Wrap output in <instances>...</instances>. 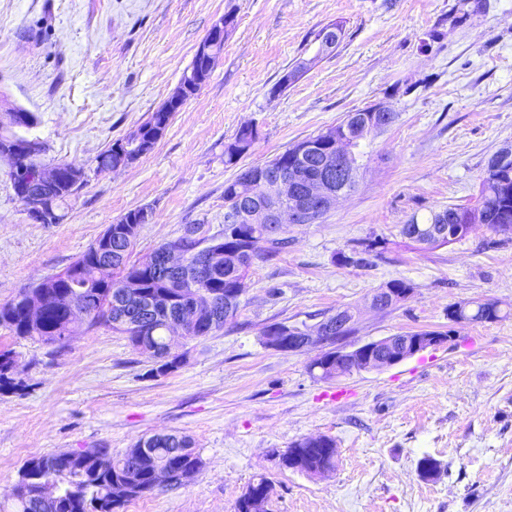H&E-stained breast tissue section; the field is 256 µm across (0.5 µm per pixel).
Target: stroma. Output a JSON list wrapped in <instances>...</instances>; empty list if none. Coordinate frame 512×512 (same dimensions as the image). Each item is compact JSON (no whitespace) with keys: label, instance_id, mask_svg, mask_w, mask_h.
I'll return each mask as SVG.
<instances>
[{"label":"stroma","instance_id":"stroma-1","mask_svg":"<svg viewBox=\"0 0 512 512\" xmlns=\"http://www.w3.org/2000/svg\"><path fill=\"white\" fill-rule=\"evenodd\" d=\"M234 24L206 83L153 151L116 172L94 158L172 94L213 22ZM342 36L319 53L316 36ZM310 68L283 77L300 61ZM0 97L38 113L44 163L84 165L85 186L58 224L33 222L0 159V304L69 267L110 224L149 206L133 259L184 225L224 229V183L375 104L397 112L362 142L357 184L287 249L255 265L234 319L191 341L160 374L104 326L58 349L0 327L16 393H0V512L23 464L84 448L119 455L155 433L189 436L192 480L123 512H236L248 485L273 490L267 512H512V232L474 225L421 250L401 237L414 214L474 204L488 160L512 146V0H0ZM256 140L238 166L224 148L243 125ZM370 245L364 266L340 257ZM410 283L389 310L372 291ZM494 301L492 323L452 324L455 302ZM353 307L351 346L407 332L453 341L380 372L322 381L310 351L264 348V329ZM336 441L325 477L283 468L302 438ZM440 461L423 479L421 457Z\"/></svg>","mask_w":512,"mask_h":512}]
</instances>
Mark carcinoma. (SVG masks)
<instances>
[{"instance_id":"carcinoma-1","label":"carcinoma","mask_w":512,"mask_h":512,"mask_svg":"<svg viewBox=\"0 0 512 512\" xmlns=\"http://www.w3.org/2000/svg\"><path fill=\"white\" fill-rule=\"evenodd\" d=\"M361 116L360 111L347 113L335 126L317 134L316 139L330 143L346 134L352 150H357L366 138L360 128ZM38 124L39 116L34 112L25 113L19 124L7 112L0 117V138L14 137L18 135V129L29 130ZM254 139L252 128L241 127L234 141L225 146V163H237L250 150ZM57 167L61 179L51 186L48 196L53 210L49 220L51 224L63 220L61 207L79 191L68 177L75 165L61 162ZM258 169L274 179L281 178L288 182L289 190L293 192L316 181L321 174L318 158L307 156L299 159L287 149L260 166L242 170L224 184V213L234 210L239 200L258 196L259 185L254 177ZM142 224L144 220L139 209L130 210L117 220L116 225L131 226L135 231L127 239L112 241V248L120 250L121 254V258L112 263V281L96 280L95 267L101 254L90 247L63 272L45 278L35 287L20 293L16 299L0 305V325L17 336L36 338L46 345L59 347L64 346L67 337L77 334L84 327L89 329L104 325L124 336L136 350L138 338L117 324L114 303L122 297L123 281L127 278L138 279L142 288L138 296L129 299V303L134 311L140 304L150 303L154 306V314L158 318L150 319L153 332L146 336L144 349L151 350L150 358L157 359L168 343L164 317L170 299L183 296L188 302L195 301L205 306L209 300L216 298L223 307L227 306L228 300L233 299V311L236 312L240 301L235 299V293L248 288L247 279L253 264L270 260L288 245V239L284 237L271 240L265 236L264 229L268 220L263 214V201L260 200L250 207L248 218L242 222L241 230L245 239L228 244L234 250L242 247L250 249L253 261L238 266L230 258L220 259L218 265L221 271L216 276L206 280L170 283L130 262ZM450 224L461 225V238L466 235L464 228L472 224H485L494 233L512 230V161L501 165L495 159H489L481 179L478 206L468 208L450 205L432 210L422 218L414 214L401 226L400 234L405 238L417 232L431 234L447 229ZM31 296L44 300L41 320L35 325L30 324L25 313V301ZM499 319L500 316L492 315L488 305L477 302L462 317V322H494ZM12 360V352L0 350V391L4 393L22 387L15 379L6 377L3 370L4 364ZM188 447H193L191 438L178 433H170L167 439L153 444L139 472V490L119 501L112 498L113 485L122 481L126 475L129 463L127 454L114 456L108 449L102 448L74 463L57 455L33 458L21 469L20 476L27 475L31 481L24 485L20 496L13 500V512H119L128 502L157 489L153 483V473L158 468L179 472L185 482L191 479L199 470L201 460L193 451L184 452ZM281 463L287 469L296 467L310 476H326L336 467V441L327 436L317 443L302 439L281 454ZM417 468L423 477L435 479L440 474L441 463L432 457H423L418 461ZM40 476H48L57 483L60 495L58 503L51 506L44 503L37 486V478ZM270 488L272 485L265 478L249 484L246 492L237 500L236 512H249L248 500L251 493Z\"/></svg>"}]
</instances>
